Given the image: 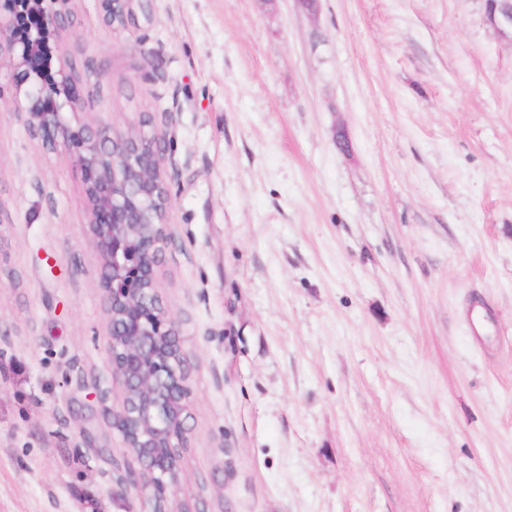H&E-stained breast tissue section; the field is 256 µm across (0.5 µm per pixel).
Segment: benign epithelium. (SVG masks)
<instances>
[{
  "label": "benign epithelium",
  "mask_w": 512,
  "mask_h": 512,
  "mask_svg": "<svg viewBox=\"0 0 512 512\" xmlns=\"http://www.w3.org/2000/svg\"><path fill=\"white\" fill-rule=\"evenodd\" d=\"M126 2L106 0L108 18L117 28L133 19L124 9ZM69 3L18 0L16 5L23 4L38 16L37 35L22 42L14 34L13 12L0 13V60L8 58L17 69H38L35 49L44 46L43 30L73 28ZM487 3L490 24L500 35H512V0ZM23 97L25 104L18 111L27 114L32 135L50 151L67 149L71 139L60 119L61 105L43 97L36 80L28 84ZM76 144L93 215L92 243L102 260V287L111 315L108 347L116 399L112 426L124 441L133 440L140 448L137 456L151 476L143 485L148 501L163 505L162 512H175L170 505L182 477L190 391L176 322L154 288L159 255L171 242L162 137L141 129L113 135L108 126L99 124ZM132 394L141 397V406L134 410ZM159 440L164 441L163 454L155 451Z\"/></svg>",
  "instance_id": "obj_1"
}]
</instances>
